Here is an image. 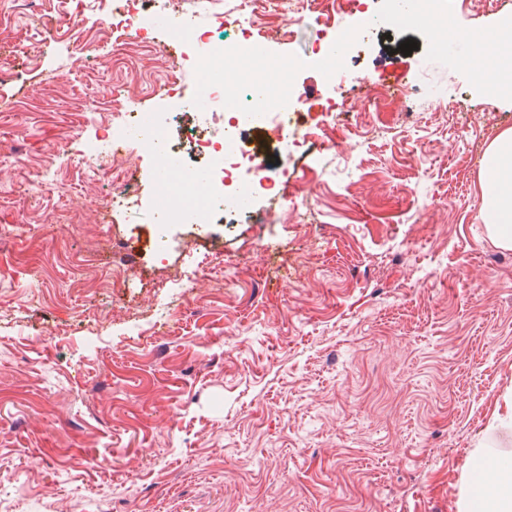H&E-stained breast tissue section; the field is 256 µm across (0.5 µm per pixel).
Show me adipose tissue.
<instances>
[{"label": "adipose tissue", "instance_id": "ef3b65f1", "mask_svg": "<svg viewBox=\"0 0 512 512\" xmlns=\"http://www.w3.org/2000/svg\"><path fill=\"white\" fill-rule=\"evenodd\" d=\"M484 189L480 216L490 238L512 248V130L498 134L484 154L481 174ZM471 489L466 497L465 512H512V462L499 464L498 477L487 483L482 459L467 465Z\"/></svg>", "mask_w": 512, "mask_h": 512}]
</instances>
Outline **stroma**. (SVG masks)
Wrapping results in <instances>:
<instances>
[{"mask_svg":"<svg viewBox=\"0 0 512 512\" xmlns=\"http://www.w3.org/2000/svg\"><path fill=\"white\" fill-rule=\"evenodd\" d=\"M159 76L149 53L108 49L81 76L49 37L0 83V99L33 89L0 111L26 158L0 156V512H461L468 457L512 460V248L479 218L512 96L418 26L385 25L344 80L377 137L331 131L315 105L337 89H319L292 115L303 149L263 148L288 188L268 223L177 226L159 251L143 220L117 253L77 155L108 87L136 83L116 109H147ZM401 82L447 86L467 124H409ZM29 193L81 210L78 234L23 233ZM198 243L232 287L200 274L179 295L169 274ZM124 264L141 289L113 292Z\"/></svg>","mask_w":512,"mask_h":512,"instance_id":"stroma-1","label":"stroma"}]
</instances>
